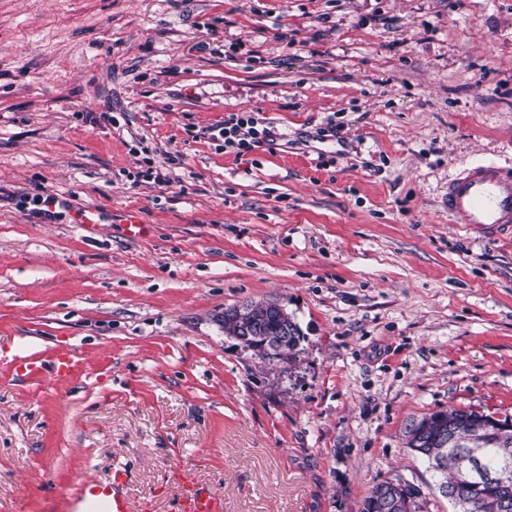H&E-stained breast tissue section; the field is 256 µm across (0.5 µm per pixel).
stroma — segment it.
<instances>
[{
  "instance_id": "obj_1",
  "label": "stroma",
  "mask_w": 512,
  "mask_h": 512,
  "mask_svg": "<svg viewBox=\"0 0 512 512\" xmlns=\"http://www.w3.org/2000/svg\"><path fill=\"white\" fill-rule=\"evenodd\" d=\"M230 112L273 141L218 146ZM486 159H512V0H0V352L78 361L0 359V512H72L117 463L152 512L186 474L224 512H361L398 476L453 512L402 432L512 419V237L445 206ZM268 299L293 365L216 322ZM10 360L9 364L15 373L25 378L41 377L46 373L60 378L69 375L76 366L74 357L69 349L57 351L53 359L47 363L32 356L15 355Z\"/></svg>"
}]
</instances>
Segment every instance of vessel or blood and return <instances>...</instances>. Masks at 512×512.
Returning a JSON list of instances; mask_svg holds the SVG:
<instances>
[{
	"mask_svg": "<svg viewBox=\"0 0 512 512\" xmlns=\"http://www.w3.org/2000/svg\"><path fill=\"white\" fill-rule=\"evenodd\" d=\"M448 217L481 239L512 235V161L482 160L451 176ZM10 365L21 377L49 374L60 378L69 375L76 363L71 351L62 349L48 362L17 355ZM128 479L127 470L119 466L113 468L109 481L84 483L74 499L76 512H145L143 505L135 504L127 496ZM172 512H224V498L186 475Z\"/></svg>",
	"mask_w": 512,
	"mask_h": 512,
	"instance_id": "vessel-or-blood-1",
	"label": "vessel or blood"
}]
</instances>
